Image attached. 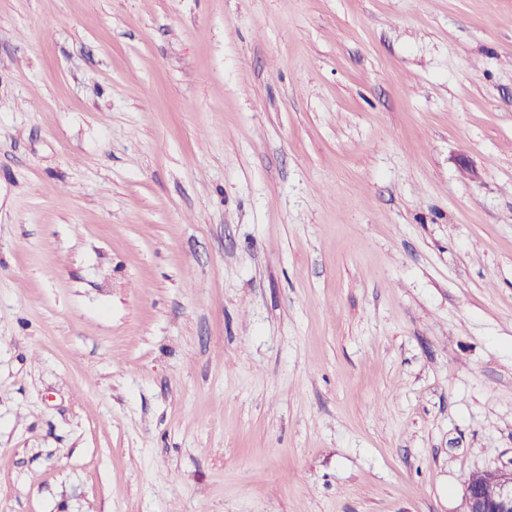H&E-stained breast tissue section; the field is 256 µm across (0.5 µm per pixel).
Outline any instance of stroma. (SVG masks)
Wrapping results in <instances>:
<instances>
[{
  "label": "stroma",
  "mask_w": 512,
  "mask_h": 512,
  "mask_svg": "<svg viewBox=\"0 0 512 512\" xmlns=\"http://www.w3.org/2000/svg\"><path fill=\"white\" fill-rule=\"evenodd\" d=\"M510 468L512 0H0V512Z\"/></svg>",
  "instance_id": "1"
}]
</instances>
